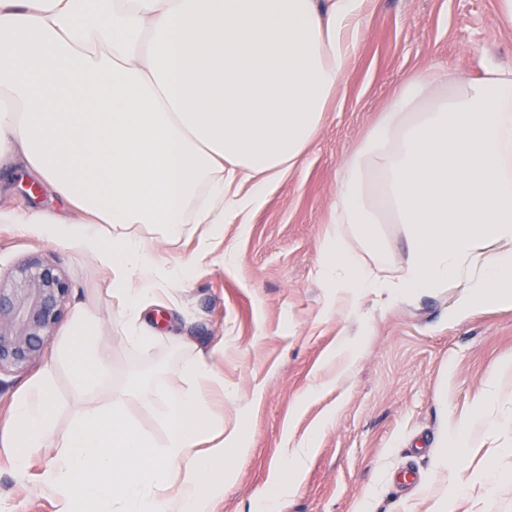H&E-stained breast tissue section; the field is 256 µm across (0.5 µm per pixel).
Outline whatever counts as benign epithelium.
Masks as SVG:
<instances>
[{
	"label": "benign epithelium",
	"instance_id": "7a95c632",
	"mask_svg": "<svg viewBox=\"0 0 512 512\" xmlns=\"http://www.w3.org/2000/svg\"><path fill=\"white\" fill-rule=\"evenodd\" d=\"M70 285L54 263L33 256L0 275V371L39 359L60 325Z\"/></svg>",
	"mask_w": 512,
	"mask_h": 512
}]
</instances>
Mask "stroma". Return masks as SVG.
Masks as SVG:
<instances>
[{
  "label": "stroma",
  "instance_id": "35a3bbf8",
  "mask_svg": "<svg viewBox=\"0 0 512 512\" xmlns=\"http://www.w3.org/2000/svg\"><path fill=\"white\" fill-rule=\"evenodd\" d=\"M488 61L512 66V27L497 0H370L338 102L304 166L275 182L244 223L225 225L194 278L166 283L153 305L170 335L187 337L185 348L161 336L145 346L128 342L105 292L108 273L91 255L0 223L1 274L39 255L70 284L42 356L0 373V420L15 394L48 371L56 435L69 433L79 394L55 356L87 311L112 345L113 386L140 384L146 393L120 403V415L156 442L165 432L154 395L183 387V365L223 345L210 408L225 431H240L248 451L225 480L216 512H260L289 449L306 443V462L273 512H512V300L460 310L456 285L355 298L319 277L344 163L400 82L426 68L474 77ZM374 230L388 246L384 261L356 240L348 245L377 275L395 277L407 258L404 227ZM228 244L236 252L230 265ZM476 416L486 430L463 447L447 445L456 426ZM53 454L42 449L27 479L0 457L5 512H58L57 497L35 480Z\"/></svg>",
  "mask_w": 512,
  "mask_h": 512
}]
</instances>
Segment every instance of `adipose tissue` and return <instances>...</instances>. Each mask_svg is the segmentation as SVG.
<instances>
[{
    "instance_id": "obj_1",
    "label": "adipose tissue",
    "mask_w": 512,
    "mask_h": 512,
    "mask_svg": "<svg viewBox=\"0 0 512 512\" xmlns=\"http://www.w3.org/2000/svg\"><path fill=\"white\" fill-rule=\"evenodd\" d=\"M366 0H0V175L22 168L64 211L0 212L77 244L111 272L127 339L146 344L144 301L191 266L153 258L140 225L181 238L203 225L199 256L220 227L260 208L270 185L303 166L354 57ZM247 191H239V184ZM404 225L397 278L375 277L347 246L386 247L375 225ZM323 253L329 287L411 295L463 286L464 308L512 299V68L477 78L407 75L345 164ZM56 357L83 394L112 379V348L80 314ZM188 388L162 395L155 445L113 413L79 407L54 439L50 374L18 392L0 422V451L42 476L63 512H213L224 472L243 458L205 388L213 367L184 369Z\"/></svg>"
}]
</instances>
